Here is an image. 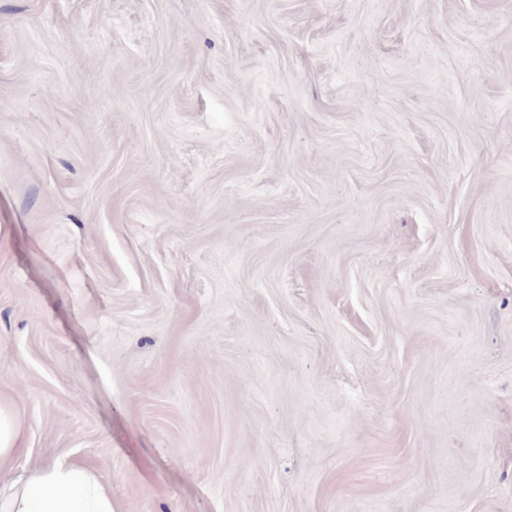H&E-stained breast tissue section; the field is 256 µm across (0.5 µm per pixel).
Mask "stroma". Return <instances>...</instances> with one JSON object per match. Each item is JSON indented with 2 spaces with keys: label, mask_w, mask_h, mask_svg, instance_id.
<instances>
[{
  "label": "stroma",
  "mask_w": 512,
  "mask_h": 512,
  "mask_svg": "<svg viewBox=\"0 0 512 512\" xmlns=\"http://www.w3.org/2000/svg\"><path fill=\"white\" fill-rule=\"evenodd\" d=\"M0 402L115 512H512V0H0Z\"/></svg>",
  "instance_id": "1"
}]
</instances>
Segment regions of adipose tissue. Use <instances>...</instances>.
<instances>
[{
	"mask_svg": "<svg viewBox=\"0 0 512 512\" xmlns=\"http://www.w3.org/2000/svg\"><path fill=\"white\" fill-rule=\"evenodd\" d=\"M0 512H114L107 485L65 460L0 475Z\"/></svg>",
	"mask_w": 512,
	"mask_h": 512,
	"instance_id": "adipose-tissue-1",
	"label": "adipose tissue"
}]
</instances>
